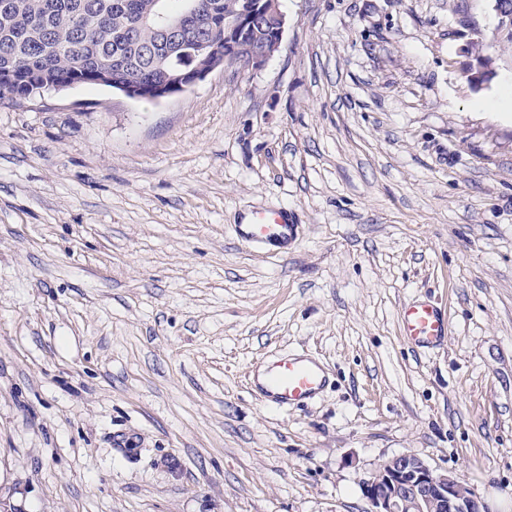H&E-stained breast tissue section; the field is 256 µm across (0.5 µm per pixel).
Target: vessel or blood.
I'll return each mask as SVG.
<instances>
[{
  "mask_svg": "<svg viewBox=\"0 0 512 512\" xmlns=\"http://www.w3.org/2000/svg\"><path fill=\"white\" fill-rule=\"evenodd\" d=\"M238 238L256 247L287 249L297 235V226L284 210L251 212L236 227ZM401 331L413 344L430 348L448 333V318L427 302L406 304L400 313ZM327 384L324 368L306 354H288L264 364L255 387L265 402L285 409L308 402Z\"/></svg>",
  "mask_w": 512,
  "mask_h": 512,
  "instance_id": "vessel-or-blood-1",
  "label": "vessel or blood"
}]
</instances>
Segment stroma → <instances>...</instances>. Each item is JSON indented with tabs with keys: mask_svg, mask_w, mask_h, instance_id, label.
<instances>
[{
	"mask_svg": "<svg viewBox=\"0 0 512 512\" xmlns=\"http://www.w3.org/2000/svg\"><path fill=\"white\" fill-rule=\"evenodd\" d=\"M279 4L262 66L181 95L0 100V512H368L402 453L512 512V53L476 87L463 52L494 0ZM260 209L293 247L237 237ZM293 352L331 384L267 406ZM236 233L241 241L256 248L288 250L296 238L297 224L292 223L286 210L251 212L236 224ZM401 331L413 344L430 348L448 334L445 312L427 302L406 304L400 313Z\"/></svg>",
	"mask_w": 512,
	"mask_h": 512,
	"instance_id": "stroma-1",
	"label": "stroma"
}]
</instances>
